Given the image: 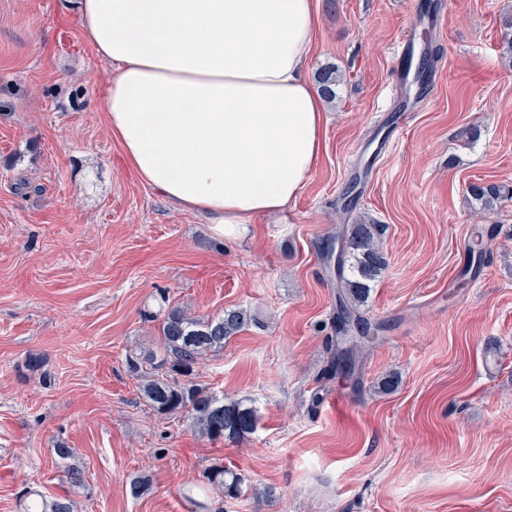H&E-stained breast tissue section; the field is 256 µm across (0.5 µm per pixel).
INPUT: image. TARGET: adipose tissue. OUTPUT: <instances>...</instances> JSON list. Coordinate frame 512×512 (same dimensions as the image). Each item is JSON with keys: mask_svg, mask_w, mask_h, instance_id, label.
I'll use <instances>...</instances> for the list:
<instances>
[{"mask_svg": "<svg viewBox=\"0 0 512 512\" xmlns=\"http://www.w3.org/2000/svg\"><path fill=\"white\" fill-rule=\"evenodd\" d=\"M112 70L106 118L138 179L218 233L285 212L323 149L314 0H67Z\"/></svg>", "mask_w": 512, "mask_h": 512, "instance_id": "ef3b65f1", "label": "adipose tissue"}]
</instances>
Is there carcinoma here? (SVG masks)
<instances>
[{
	"label": "carcinoma",
	"instance_id": "cac0c4a2",
	"mask_svg": "<svg viewBox=\"0 0 512 512\" xmlns=\"http://www.w3.org/2000/svg\"><path fill=\"white\" fill-rule=\"evenodd\" d=\"M471 195L483 208L500 198L495 186L473 184ZM377 226L349 224L341 237V263L336 269L340 288L341 313L337 336L331 340L329 370L334 376L353 381L356 360L375 340V332L360 315L372 283L381 274L385 258L376 243ZM254 318L241 307L201 320L175 308L162 322L161 346L142 350L127 358L129 371L140 379L139 393L154 412L168 418L190 421L191 426L212 441L241 442L253 435L259 424L258 409L249 398H224L196 380L200 361L224 350V343L248 329ZM55 464H64V477L73 487L83 484V469L72 462L73 449L60 443L55 448ZM206 484L216 487L224 497L241 495L244 479L235 470L217 462L203 474ZM151 477L141 473L129 484L131 496L140 498L151 488ZM24 512H72L68 497L44 496L25 506Z\"/></svg>",
	"mask_w": 512,
	"mask_h": 512
}]
</instances>
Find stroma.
<instances>
[{
  "instance_id": "stroma-1",
  "label": "stroma",
  "mask_w": 512,
  "mask_h": 512,
  "mask_svg": "<svg viewBox=\"0 0 512 512\" xmlns=\"http://www.w3.org/2000/svg\"><path fill=\"white\" fill-rule=\"evenodd\" d=\"M416 2L315 0L307 74L340 75L321 160L279 223L223 236L125 164L98 96L110 66L63 0H0V512L29 489L73 512H512V0H434L435 85L393 129ZM474 183L499 187L496 209ZM360 218L387 261L362 313L388 329L354 386L325 375L324 249ZM161 294L200 319L256 315L198 369L255 400L249 440L143 405L126 357L159 345ZM60 442L81 487L53 463ZM217 461L278 500L200 489ZM140 472L153 490L135 498Z\"/></svg>"
}]
</instances>
